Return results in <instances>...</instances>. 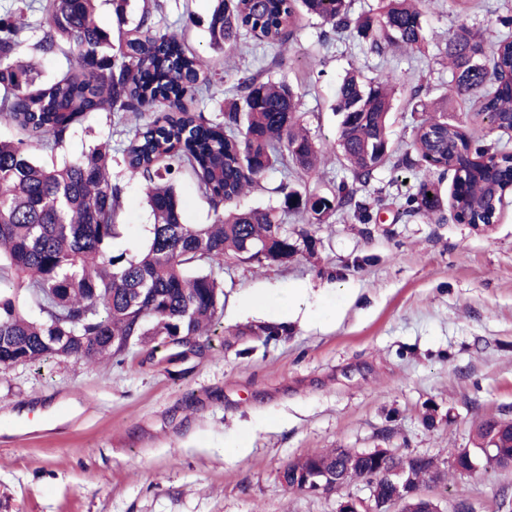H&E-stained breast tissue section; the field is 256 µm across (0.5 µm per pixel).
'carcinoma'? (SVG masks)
<instances>
[{"label":"carcinoma","mask_w":512,"mask_h":512,"mask_svg":"<svg viewBox=\"0 0 512 512\" xmlns=\"http://www.w3.org/2000/svg\"><path fill=\"white\" fill-rule=\"evenodd\" d=\"M98 0H46L49 30L36 49L55 55L68 44V64L53 82L37 83L35 68L16 58L27 28L21 9L0 15V123L16 127L18 141L0 140V368L78 357L117 358L127 343L153 344L150 354L172 344V337L197 340L208 335L223 309V285L212 268L229 259L283 264L299 248L317 253L315 239L288 235L274 210L232 208L277 164L308 171L320 147L299 124L298 96L285 81L261 75L242 78L224 121L214 123L194 104L208 84V64L185 50L176 35L158 29L145 9L138 36L112 54L109 35L96 22ZM210 42L235 49L249 38L284 47L295 35L300 11L322 20L332 31L353 27L368 50L384 45L415 50L425 40L419 0H387L384 11L351 18L348 0H214ZM451 67L449 99H469L493 124L512 115V35H484L461 23L448 34L443 50ZM395 73L365 78L347 75L337 93L342 115L336 139L353 181L367 185L397 159L388 127ZM162 106L152 122L128 132L121 148L126 171L145 187L153 224L141 248L113 249L124 225L118 222L122 185L112 181V147L96 146L79 159L52 167L28 147L53 152L73 126L93 112L124 119ZM415 126V158L406 164L438 174L453 173L470 200L451 204L457 222L487 219L500 199L487 180L474 173L466 157L468 142L448 122L447 106L422 108ZM483 167L500 187L512 183V154L486 149ZM186 171L215 212L210 224H187L175 192L174 172ZM283 212L307 223H322L350 208L363 223L370 207L356 199L352 185L340 181L330 193L307 194L289 181L278 188ZM432 197H427V194ZM441 210L440 186L420 183L405 213L429 217ZM29 298L39 316L23 309ZM495 441L512 446V426L484 418L472 429L471 444ZM331 472L350 469L353 481L370 466L356 454L336 450L310 454L303 464L288 463L284 478L294 483L300 466ZM386 467L409 470L416 480L426 472L408 457H392Z\"/></svg>","instance_id":"obj_1"}]
</instances>
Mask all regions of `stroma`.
I'll list each match as a JSON object with an SVG mask.
<instances>
[{"instance_id": "1", "label": "stroma", "mask_w": 512, "mask_h": 512, "mask_svg": "<svg viewBox=\"0 0 512 512\" xmlns=\"http://www.w3.org/2000/svg\"><path fill=\"white\" fill-rule=\"evenodd\" d=\"M161 2L160 29L184 35L211 64L198 111L222 121L231 87L259 72L294 87L300 122L324 149L312 172L267 174L238 200L243 210L279 206L285 177L313 194L350 179L330 148L340 124L336 88L349 71L400 77L389 124L399 151H410L421 118L413 105L444 95L441 51L462 21L451 0H424L421 48L377 56L356 30L329 35L304 14L287 48L252 40L225 53L210 46L213 0ZM144 6L100 0L96 21L117 45ZM129 128L96 112L39 158L60 163L110 144L125 226L114 246L132 251L153 219L122 163ZM423 178L415 168L379 170L357 192L377 206L370 224L350 211L308 226L283 216L289 235L304 228L317 239V256L215 269L223 313L215 336L192 352L153 357L137 344L119 361L72 357L0 372V512H336V495L283 485L289 462L332 448H388L444 463L450 449L469 446L473 422L512 418V194L485 231L446 209L398 216ZM175 184L185 222H213L193 177L180 173ZM256 294L266 309L244 310ZM284 311L283 332L261 333ZM503 489L512 493L510 470L452 474L433 495L497 512Z\"/></svg>"}]
</instances>
